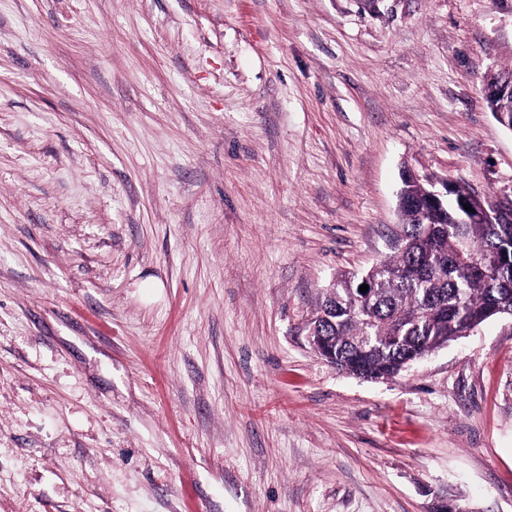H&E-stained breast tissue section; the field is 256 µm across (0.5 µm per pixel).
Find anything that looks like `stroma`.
I'll return each instance as SVG.
<instances>
[{"label":"stroma","instance_id":"1","mask_svg":"<svg viewBox=\"0 0 512 512\" xmlns=\"http://www.w3.org/2000/svg\"><path fill=\"white\" fill-rule=\"evenodd\" d=\"M0 0V512H512V315L310 346L401 174L512 191V0ZM512 73V69H504L501 71L494 72L490 74L487 79L485 86L488 87H495L498 86L494 93H500L499 88H501L502 91H508L511 93V96L509 97V100H505V96L500 100L498 98H495L493 96H486V103L488 108L491 112H493L494 108L499 105V102H501L500 110L498 113V119L499 122L503 125H505L508 128L512 127V77H506L503 79V81L500 83V77L503 73ZM500 83V84H499Z\"/></svg>","mask_w":512,"mask_h":512}]
</instances>
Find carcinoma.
<instances>
[{
	"label": "carcinoma",
	"instance_id": "carcinoma-1",
	"mask_svg": "<svg viewBox=\"0 0 512 512\" xmlns=\"http://www.w3.org/2000/svg\"><path fill=\"white\" fill-rule=\"evenodd\" d=\"M426 188L404 187V234L394 256L360 281L341 277L310 321L336 368L370 379L400 374L407 363L502 314L512 315V267L484 271L473 262L498 248L512 254V224H466L453 197L429 206Z\"/></svg>",
	"mask_w": 512,
	"mask_h": 512
}]
</instances>
